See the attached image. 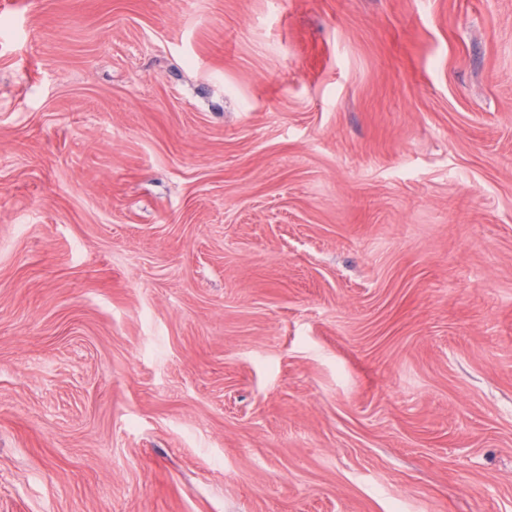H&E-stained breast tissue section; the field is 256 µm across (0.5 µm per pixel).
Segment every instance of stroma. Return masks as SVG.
I'll use <instances>...</instances> for the list:
<instances>
[{"label": "stroma", "instance_id": "stroma-1", "mask_svg": "<svg viewBox=\"0 0 512 512\" xmlns=\"http://www.w3.org/2000/svg\"><path fill=\"white\" fill-rule=\"evenodd\" d=\"M0 512H512V0H0Z\"/></svg>", "mask_w": 512, "mask_h": 512}]
</instances>
